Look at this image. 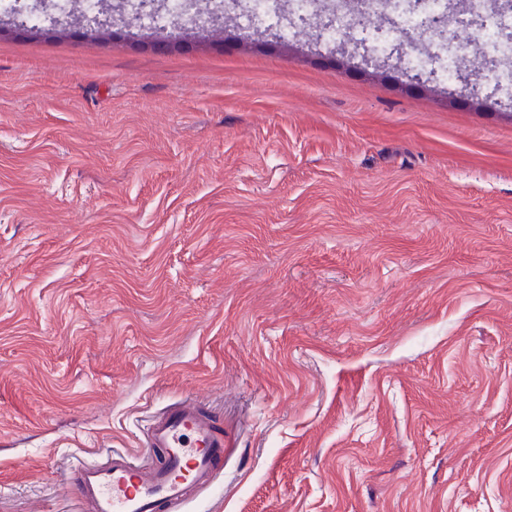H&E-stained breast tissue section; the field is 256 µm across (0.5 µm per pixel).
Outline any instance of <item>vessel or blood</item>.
Masks as SVG:
<instances>
[{
	"label": "vessel or blood",
	"instance_id": "1",
	"mask_svg": "<svg viewBox=\"0 0 512 512\" xmlns=\"http://www.w3.org/2000/svg\"><path fill=\"white\" fill-rule=\"evenodd\" d=\"M143 446L146 459L116 452L73 470L84 512H184L223 471L228 443L216 415L186 399L160 410Z\"/></svg>",
	"mask_w": 512,
	"mask_h": 512
}]
</instances>
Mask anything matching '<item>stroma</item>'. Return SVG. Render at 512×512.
<instances>
[{
	"label": "stroma",
	"instance_id": "35a3bbf8",
	"mask_svg": "<svg viewBox=\"0 0 512 512\" xmlns=\"http://www.w3.org/2000/svg\"><path fill=\"white\" fill-rule=\"evenodd\" d=\"M417 53L0 32V512L185 397L188 512H512V85Z\"/></svg>",
	"mask_w": 512,
	"mask_h": 512
}]
</instances>
